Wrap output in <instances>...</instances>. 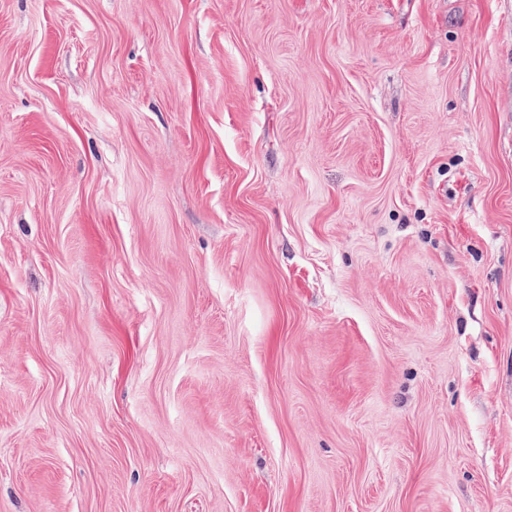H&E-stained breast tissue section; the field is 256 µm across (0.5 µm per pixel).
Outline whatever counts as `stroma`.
Wrapping results in <instances>:
<instances>
[{
	"mask_svg": "<svg viewBox=\"0 0 512 512\" xmlns=\"http://www.w3.org/2000/svg\"><path fill=\"white\" fill-rule=\"evenodd\" d=\"M0 512H512V0H0Z\"/></svg>",
	"mask_w": 512,
	"mask_h": 512,
	"instance_id": "1",
	"label": "stroma"
}]
</instances>
